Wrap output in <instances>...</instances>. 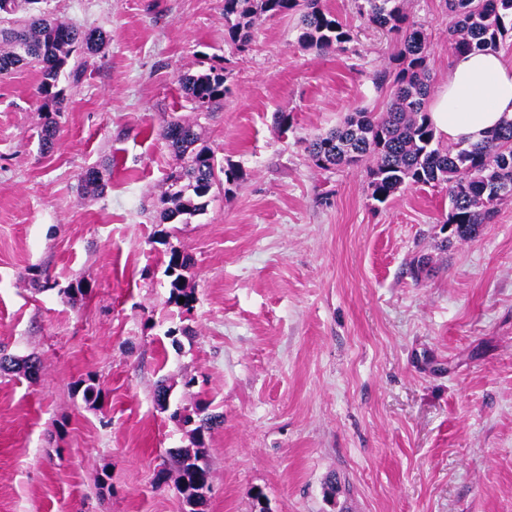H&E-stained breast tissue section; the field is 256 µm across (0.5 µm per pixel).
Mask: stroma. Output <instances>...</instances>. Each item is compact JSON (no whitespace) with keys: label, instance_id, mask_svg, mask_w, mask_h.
Wrapping results in <instances>:
<instances>
[{"label":"stroma","instance_id":"stroma-1","mask_svg":"<svg viewBox=\"0 0 512 512\" xmlns=\"http://www.w3.org/2000/svg\"><path fill=\"white\" fill-rule=\"evenodd\" d=\"M325 2L346 52L304 48L294 14L238 50L224 0H51L107 41L47 151L36 73L0 78V355L41 363L0 373V512H184L157 482L191 445L155 404L161 380L220 417L206 512H258L259 492L270 512H512V198L460 238L445 186L380 203L366 167L313 164L310 138L383 110L372 75L396 49L353 0ZM405 9L442 84L444 0ZM212 67L228 91L204 134L239 178L162 224L159 131L190 112L180 76ZM90 168L112 172L94 196ZM174 248L194 259L188 312L169 301ZM89 377L94 406L75 391Z\"/></svg>","mask_w":512,"mask_h":512}]
</instances>
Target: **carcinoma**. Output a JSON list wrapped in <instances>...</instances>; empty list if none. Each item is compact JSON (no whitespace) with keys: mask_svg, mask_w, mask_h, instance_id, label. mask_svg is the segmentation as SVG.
<instances>
[{"mask_svg":"<svg viewBox=\"0 0 512 512\" xmlns=\"http://www.w3.org/2000/svg\"><path fill=\"white\" fill-rule=\"evenodd\" d=\"M47 0H0V77L22 67L38 72L36 94L42 99L41 148L52 144L58 128L60 77L71 83L81 81L87 59L106 41L103 32L83 29L60 21L40 7ZM452 17L448 43L456 54L498 50L512 33V0H445ZM357 12L366 23L399 37L392 57L395 72L381 70L375 83L391 84L390 100L383 112H352L336 128L312 139L308 152L320 169L331 166L370 164V188L374 200L383 203L404 184H444L448 188L450 210L446 223L455 225L465 237L486 223L494 205L512 197V121L505 122L479 142L443 146L437 140L426 112L431 76L427 65L428 34L411 20L404 0H355ZM300 15L298 41L318 53L346 51L351 33L325 7L324 0H224L225 35L236 46L246 45L256 22L262 17ZM194 116L173 120L163 126L160 136L176 160L157 199L162 224H189L203 213L215 186L238 179L237 171L216 162L214 150L206 143L202 117L224 104L228 92L224 69L210 68L179 79ZM85 189L99 192L106 186V173L88 169L81 177ZM190 259L169 252L166 273L170 278V300L189 311L194 307V290L186 287L182 271ZM23 365L25 374L35 377L40 361L30 357L18 362L0 357V371ZM84 402L95 404L101 390L95 379L78 385ZM207 407H196L201 415L192 430L194 447L172 455L170 470H162L158 481H173L190 506L198 491L209 488L210 468L205 436L216 417Z\"/></svg>","mask_w":512,"mask_h":512,"instance_id":"1","label":"carcinoma"}]
</instances>
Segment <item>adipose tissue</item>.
<instances>
[{
  "instance_id": "ef3b65f1",
  "label": "adipose tissue",
  "mask_w": 512,
  "mask_h": 512,
  "mask_svg": "<svg viewBox=\"0 0 512 512\" xmlns=\"http://www.w3.org/2000/svg\"><path fill=\"white\" fill-rule=\"evenodd\" d=\"M428 113L437 136L455 143L481 141L512 120V64L490 51L456 56Z\"/></svg>"
}]
</instances>
